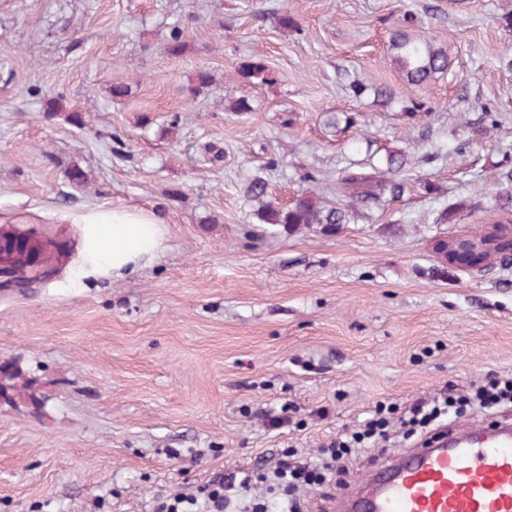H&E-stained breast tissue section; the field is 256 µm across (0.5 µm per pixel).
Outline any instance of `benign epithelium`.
I'll return each instance as SVG.
<instances>
[{"instance_id": "7a95c632", "label": "benign epithelium", "mask_w": 512, "mask_h": 512, "mask_svg": "<svg viewBox=\"0 0 512 512\" xmlns=\"http://www.w3.org/2000/svg\"><path fill=\"white\" fill-rule=\"evenodd\" d=\"M434 248L449 266L467 273L512 265V224H489L478 237L439 240Z\"/></svg>"}]
</instances>
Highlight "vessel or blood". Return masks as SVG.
<instances>
[{
  "label": "vessel or blood",
  "mask_w": 512,
  "mask_h": 512,
  "mask_svg": "<svg viewBox=\"0 0 512 512\" xmlns=\"http://www.w3.org/2000/svg\"><path fill=\"white\" fill-rule=\"evenodd\" d=\"M366 472L338 512H512V426L476 425Z\"/></svg>",
  "instance_id": "1"
}]
</instances>
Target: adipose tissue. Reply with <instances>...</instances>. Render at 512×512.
I'll return each instance as SVG.
<instances>
[{
    "label": "adipose tissue",
    "mask_w": 512,
    "mask_h": 512,
    "mask_svg": "<svg viewBox=\"0 0 512 512\" xmlns=\"http://www.w3.org/2000/svg\"><path fill=\"white\" fill-rule=\"evenodd\" d=\"M89 241L91 274L105 271L119 277L154 256L162 231L153 218L116 210L90 219Z\"/></svg>",
    "instance_id": "adipose-tissue-1"
}]
</instances>
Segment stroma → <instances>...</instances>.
<instances>
[{
	"mask_svg": "<svg viewBox=\"0 0 512 512\" xmlns=\"http://www.w3.org/2000/svg\"><path fill=\"white\" fill-rule=\"evenodd\" d=\"M511 9L0 0V232L61 245L47 276L0 281V364L41 400L0 399V512H153L290 446L316 458L377 403L512 376V266L470 275L433 251L512 197L499 178L512 169ZM286 11L300 30L278 25ZM407 14L451 59L416 89L390 49ZM252 58L270 83L236 75ZM353 81L389 86L398 105L354 97ZM241 97L250 111L233 110ZM409 98L424 112L406 114ZM331 113L355 122L332 132ZM393 151L408 159L404 193L331 228L270 229L243 194L255 174L283 205L326 194ZM115 209L160 215L161 248L123 276H84L85 220ZM287 403L303 428L264 420Z\"/></svg>",
	"mask_w": 512,
	"mask_h": 512,
	"instance_id": "stroma-1",
	"label": "stroma"
}]
</instances>
